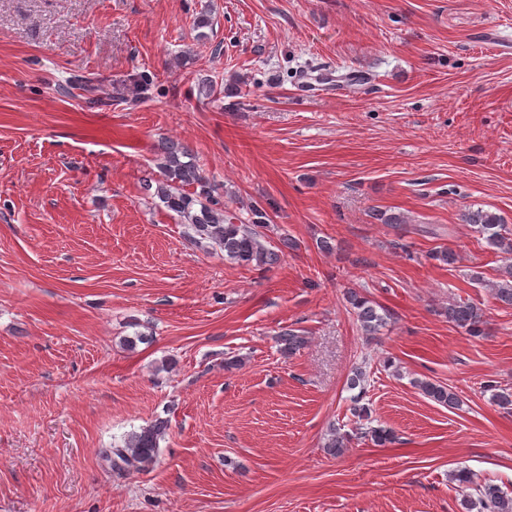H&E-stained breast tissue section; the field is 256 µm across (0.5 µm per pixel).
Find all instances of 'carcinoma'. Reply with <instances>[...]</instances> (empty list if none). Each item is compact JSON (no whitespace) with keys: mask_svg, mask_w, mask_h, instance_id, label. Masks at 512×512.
I'll return each instance as SVG.
<instances>
[{"mask_svg":"<svg viewBox=\"0 0 512 512\" xmlns=\"http://www.w3.org/2000/svg\"><path fill=\"white\" fill-rule=\"evenodd\" d=\"M157 169L158 176L147 181L145 189L185 225L186 235L193 243L207 242L224 250V259L232 263L264 269L279 264L284 249L296 247V242L286 236L280 239L278 246L267 245L264 229L269 226L271 217L266 208L256 201L242 202L236 208L224 203L222 196L217 194V185L198 165L190 145L182 141L162 143L157 154ZM466 222L485 236L489 246L501 253L512 254V229L503 217L477 209L467 213ZM493 294L503 304L512 306V264L503 268V280L493 289ZM349 303L355 309L365 335L373 336L387 325V317L378 313L368 298L352 292ZM448 319L472 336L485 334L483 311L472 303L451 305L448 307ZM277 340L288 353L299 350L306 343L302 332L290 328L282 329ZM364 383L365 373L356 370L349 382V389L358 390L351 398L352 415L359 422H368L367 426L358 427L360 434L383 446L392 442L394 435L384 426L370 425L371 408L364 402ZM415 385L424 396L439 405L452 408L458 403L457 395L442 384L418 380ZM164 433L162 423L143 427L127 434L122 443L103 449L101 454L120 470L142 471L154 464L159 440ZM350 439L348 432L332 427L325 448L338 455L347 448ZM450 477L462 489L475 491L463 500L466 512L474 509L477 512H512V495L498 484L492 481L477 483L466 468L452 471Z\"/></svg>","mask_w":512,"mask_h":512,"instance_id":"obj_1","label":"carcinoma"}]
</instances>
